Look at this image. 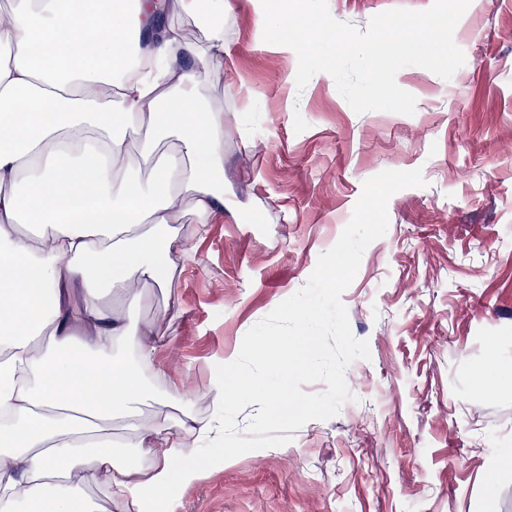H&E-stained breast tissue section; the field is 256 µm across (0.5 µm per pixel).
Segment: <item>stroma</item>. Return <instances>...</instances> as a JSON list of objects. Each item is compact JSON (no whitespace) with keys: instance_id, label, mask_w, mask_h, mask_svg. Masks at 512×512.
Masks as SVG:
<instances>
[{"instance_id":"obj_1","label":"stroma","mask_w":512,"mask_h":512,"mask_svg":"<svg viewBox=\"0 0 512 512\" xmlns=\"http://www.w3.org/2000/svg\"><path fill=\"white\" fill-rule=\"evenodd\" d=\"M224 15V216L197 232L191 201L172 226L171 317L155 284L131 318L164 323L160 388L205 394L245 333L301 289L339 239L365 180L421 169L394 193L388 230L344 291L370 357L346 372L352 400L292 442L220 463L178 488L179 512H512V0H470L451 79L408 66L398 85L414 115L355 113L327 73L297 89V56L263 39L261 0ZM433 0H327L358 30L393 8ZM498 470L494 486L488 471Z\"/></svg>"}]
</instances>
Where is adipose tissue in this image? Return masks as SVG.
<instances>
[{"mask_svg": "<svg viewBox=\"0 0 512 512\" xmlns=\"http://www.w3.org/2000/svg\"><path fill=\"white\" fill-rule=\"evenodd\" d=\"M229 0H10L0 19V512H100L76 479H105L114 512L147 498L178 512L224 428L164 417L144 402L166 331L139 328L108 300L138 282L168 288L166 231L183 199L199 224L224 215V107L182 67L224 77ZM191 17L186 35L176 18ZM153 147L142 169L133 145ZM131 420L141 466L113 453Z\"/></svg>", "mask_w": 512, "mask_h": 512, "instance_id": "adipose-tissue-1", "label": "adipose tissue"}]
</instances>
